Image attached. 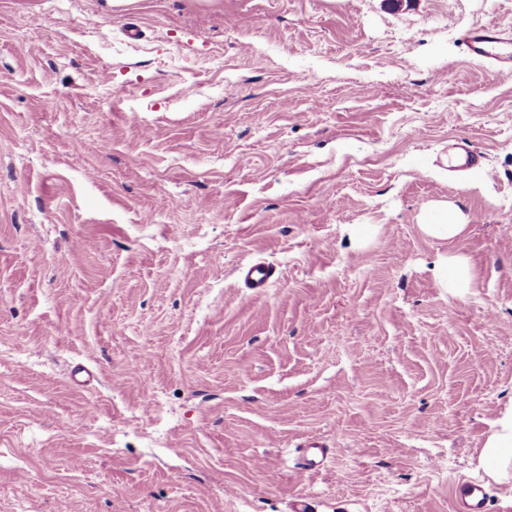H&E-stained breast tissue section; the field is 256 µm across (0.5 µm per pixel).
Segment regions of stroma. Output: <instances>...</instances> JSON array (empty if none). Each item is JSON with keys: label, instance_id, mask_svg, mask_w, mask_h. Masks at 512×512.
Here are the masks:
<instances>
[{"label": "stroma", "instance_id": "35a3bbf8", "mask_svg": "<svg viewBox=\"0 0 512 512\" xmlns=\"http://www.w3.org/2000/svg\"><path fill=\"white\" fill-rule=\"evenodd\" d=\"M486 23L512 0H0V512H456L462 478L512 512L480 463L512 412ZM441 201L462 240L420 233ZM435 277L438 287L451 295H460L472 284L468 261L460 253L441 255L435 267ZM240 275L247 288L253 293L262 294L275 276V269L263 262L241 265Z\"/></svg>", "mask_w": 512, "mask_h": 512}]
</instances>
